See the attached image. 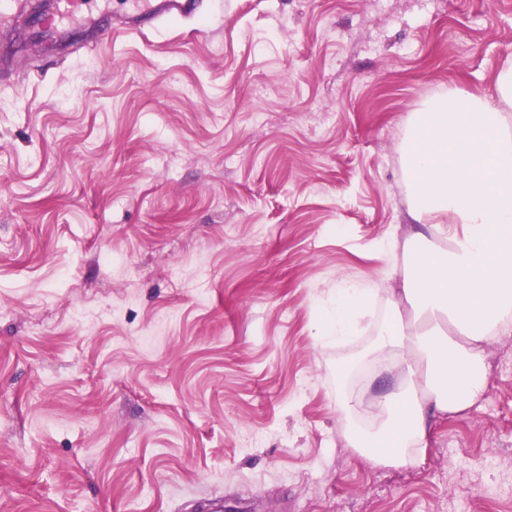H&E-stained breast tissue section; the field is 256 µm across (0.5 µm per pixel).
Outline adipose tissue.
<instances>
[{"instance_id": "obj_1", "label": "adipose tissue", "mask_w": 512, "mask_h": 512, "mask_svg": "<svg viewBox=\"0 0 512 512\" xmlns=\"http://www.w3.org/2000/svg\"><path fill=\"white\" fill-rule=\"evenodd\" d=\"M498 104L462 89L439 93L412 113L405 150L413 189V239L428 246L400 257L382 243L384 278L397 281L392 318L377 349L396 380L377 408L378 426L348 435L377 463H412L443 415L486 392L487 347L512 334V62L495 75ZM379 282L340 281L319 335L341 341Z\"/></svg>"}]
</instances>
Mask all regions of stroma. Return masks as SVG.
Wrapping results in <instances>:
<instances>
[{
    "label": "stroma",
    "mask_w": 512,
    "mask_h": 512,
    "mask_svg": "<svg viewBox=\"0 0 512 512\" xmlns=\"http://www.w3.org/2000/svg\"><path fill=\"white\" fill-rule=\"evenodd\" d=\"M0 0V512H512V335L415 463L372 422L385 297L320 341L410 227L402 146L494 98L512 0H201L105 44ZM376 280L343 279L336 286L331 303L323 310L319 336L326 342H339L358 330L357 314L379 292Z\"/></svg>",
    "instance_id": "1"
}]
</instances>
